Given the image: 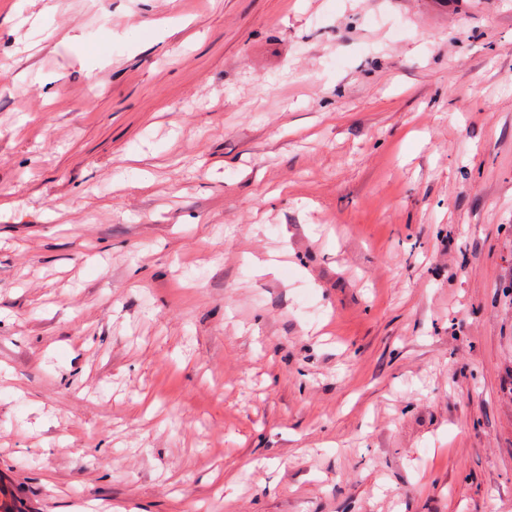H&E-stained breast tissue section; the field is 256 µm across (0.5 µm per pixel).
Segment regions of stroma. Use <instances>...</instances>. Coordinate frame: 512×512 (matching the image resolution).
<instances>
[{
	"mask_svg": "<svg viewBox=\"0 0 512 512\" xmlns=\"http://www.w3.org/2000/svg\"><path fill=\"white\" fill-rule=\"evenodd\" d=\"M0 365V512H512V0H0Z\"/></svg>",
	"mask_w": 512,
	"mask_h": 512,
	"instance_id": "stroma-1",
	"label": "stroma"
}]
</instances>
